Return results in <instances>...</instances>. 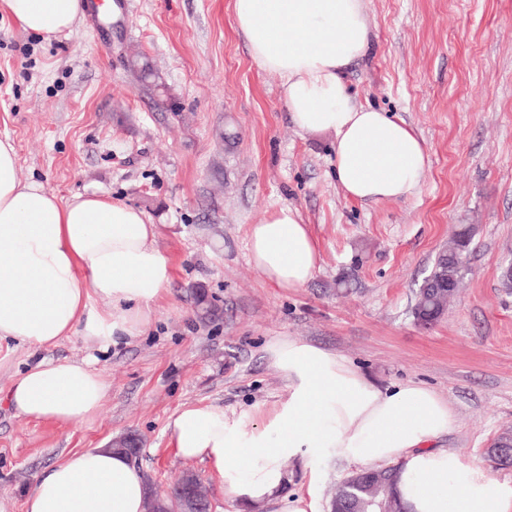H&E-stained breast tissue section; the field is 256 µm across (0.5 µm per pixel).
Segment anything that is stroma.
<instances>
[{
  "label": "stroma",
  "mask_w": 512,
  "mask_h": 512,
  "mask_svg": "<svg viewBox=\"0 0 512 512\" xmlns=\"http://www.w3.org/2000/svg\"><path fill=\"white\" fill-rule=\"evenodd\" d=\"M370 50L347 72L359 104L402 118L429 164L405 200L361 203L336 182L331 136L292 123L276 74L236 33L232 0H125L51 40L0 17V140L22 179L60 199L92 191L142 209L172 281L142 335L102 347L80 335L41 349L0 342V512L66 456L128 432L140 469L170 487L192 468L214 512H236L208 467L172 447L166 424L186 404L235 419L284 400L265 346L292 336L347 358L376 387L409 381L448 401L458 450L495 479L489 456L512 427V0H369ZM148 61L143 85L127 66ZM288 205L320 252L304 287L270 284L249 260L251 225ZM471 244L458 296L433 326L410 309L439 248L459 226ZM89 361L111 384L75 427L18 414L10 389L45 360ZM289 491L318 512L354 467L328 453L288 462Z\"/></svg>",
  "instance_id": "stroma-1"
}]
</instances>
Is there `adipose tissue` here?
I'll list each match as a JSON object with an SVG mask.
<instances>
[{"label":"adipose tissue","instance_id":"ef3b65f1","mask_svg":"<svg viewBox=\"0 0 512 512\" xmlns=\"http://www.w3.org/2000/svg\"><path fill=\"white\" fill-rule=\"evenodd\" d=\"M85 0H0V14L48 40L73 30ZM250 56L281 80L292 123L335 137L336 181L361 202L402 200L419 188L426 148L401 119L356 104L345 79L369 46L368 0H232ZM14 146L0 140V339L40 348L74 334L109 346L143 333L171 281L154 246L158 228L139 208L91 193L61 200L21 181ZM252 264L276 287H304L320 261L297 210L280 207L251 225ZM109 302L99 310L92 299ZM265 351L287 387L272 418L246 429L217 405L186 404L169 418L178 454L205 463L236 512H316L314 498L285 491V463L335 453L370 470L396 466L407 512H512V483L436 447L455 422L434 390L406 383L376 389L349 362L318 345L280 337ZM110 394L88 365L43 361L16 380L11 400L34 420L79 426ZM143 472L101 447L53 465L25 499L26 512H144Z\"/></svg>","mask_w":512,"mask_h":512}]
</instances>
